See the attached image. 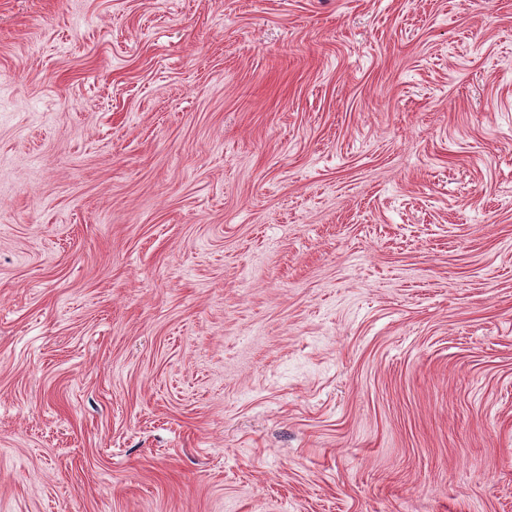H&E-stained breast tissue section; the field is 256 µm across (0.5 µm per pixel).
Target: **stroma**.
<instances>
[{"label":"stroma","mask_w":512,"mask_h":512,"mask_svg":"<svg viewBox=\"0 0 512 512\" xmlns=\"http://www.w3.org/2000/svg\"><path fill=\"white\" fill-rule=\"evenodd\" d=\"M0 512H512V0H0Z\"/></svg>","instance_id":"obj_1"}]
</instances>
